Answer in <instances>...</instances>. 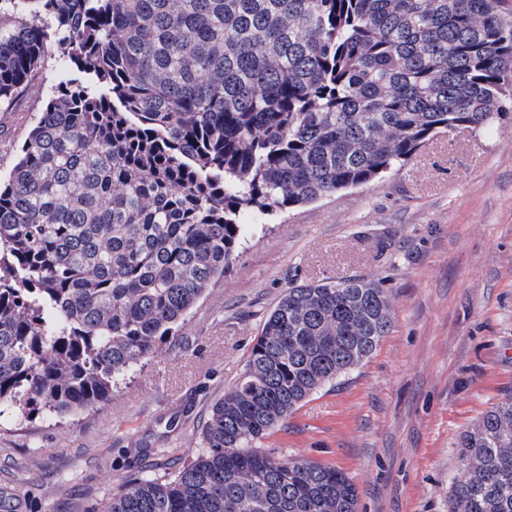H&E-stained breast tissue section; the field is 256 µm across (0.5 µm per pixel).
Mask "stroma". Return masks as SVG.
Listing matches in <instances>:
<instances>
[{
  "label": "stroma",
  "mask_w": 512,
  "mask_h": 512,
  "mask_svg": "<svg viewBox=\"0 0 512 512\" xmlns=\"http://www.w3.org/2000/svg\"><path fill=\"white\" fill-rule=\"evenodd\" d=\"M0 102L9 174L55 73ZM360 276L394 303L373 355L265 439L351 477L357 512H448L457 434L512 393V111L434 138L369 185L292 208L256 233L130 385L63 424H0V512H95L121 483L173 479L213 405L293 285Z\"/></svg>",
  "instance_id": "1"
}]
</instances>
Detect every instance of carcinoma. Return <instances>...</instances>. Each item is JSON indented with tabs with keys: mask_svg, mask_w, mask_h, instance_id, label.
Returning a JSON list of instances; mask_svg holds the SVG:
<instances>
[{
	"mask_svg": "<svg viewBox=\"0 0 512 512\" xmlns=\"http://www.w3.org/2000/svg\"><path fill=\"white\" fill-rule=\"evenodd\" d=\"M500 0H0V101L64 61L0 180V422L106 400L248 237L512 100ZM358 277L289 287L171 481L99 512H356L352 480L258 442L392 326ZM448 512H512V394L455 441Z\"/></svg>",
	"mask_w": 512,
	"mask_h": 512,
	"instance_id": "cac0c4a2",
	"label": "carcinoma"
}]
</instances>
